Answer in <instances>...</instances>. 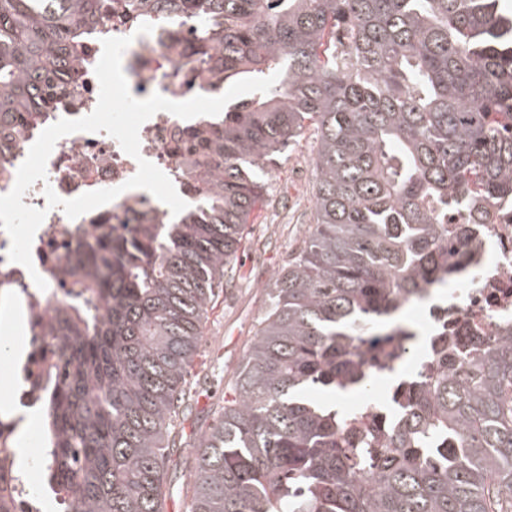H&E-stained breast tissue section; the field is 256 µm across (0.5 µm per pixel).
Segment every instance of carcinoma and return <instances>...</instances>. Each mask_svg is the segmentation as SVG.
<instances>
[{"mask_svg": "<svg viewBox=\"0 0 512 512\" xmlns=\"http://www.w3.org/2000/svg\"><path fill=\"white\" fill-rule=\"evenodd\" d=\"M112 0H0V136L27 142L78 77ZM191 24L220 81L279 73L205 117L179 167L188 207L70 260L46 335L66 357L43 401L45 470L73 512H512V333L405 394L369 476L331 398L362 389L361 345L448 286L464 224L512 211V10L500 0H133ZM315 219L195 452L187 380L232 281L265 167L308 127ZM317 391L328 396H311ZM189 477V470L186 468L170 469L168 474L167 485L170 486L171 499H168V512L180 511V492L186 484Z\"/></svg>", "mask_w": 512, "mask_h": 512, "instance_id": "obj_1", "label": "carcinoma"}]
</instances>
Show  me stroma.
Masks as SVG:
<instances>
[{
    "label": "stroma",
    "mask_w": 512,
    "mask_h": 512,
    "mask_svg": "<svg viewBox=\"0 0 512 512\" xmlns=\"http://www.w3.org/2000/svg\"><path fill=\"white\" fill-rule=\"evenodd\" d=\"M315 145L313 130H306L273 170L265 200L253 213L250 232L238 253L235 278L218 293L204 330V352L191 376L199 391L200 410L183 423L187 450H194L198 432L207 424L204 408L224 394L221 373H232L241 363L265 310L272 280L299 251L312 222Z\"/></svg>",
    "instance_id": "1"
}]
</instances>
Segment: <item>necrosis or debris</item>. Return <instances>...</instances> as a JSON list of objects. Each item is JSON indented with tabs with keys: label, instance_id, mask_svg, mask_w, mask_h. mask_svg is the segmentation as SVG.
I'll return each mask as SVG.
<instances>
[{
	"label": "necrosis or debris",
	"instance_id": "1",
	"mask_svg": "<svg viewBox=\"0 0 512 512\" xmlns=\"http://www.w3.org/2000/svg\"><path fill=\"white\" fill-rule=\"evenodd\" d=\"M143 19L131 10L126 0H114L109 18L102 22L82 47L81 77L74 96L57 111L44 114L41 127L56 121L77 119L90 114L97 105L99 83L94 68L102 54V41L111 37H130L122 56V66L131 94L144 99L158 93L182 102L196 95L215 92L218 80L211 67L199 65L189 52L193 39L190 26L171 21H154L148 34H138ZM191 121L160 111L145 121L139 130L140 155L131 157L106 132H75L60 138L47 162V178L36 181L23 202L47 215L32 243V268L9 261L10 238L0 230V292H23L31 322L42 323L54 300L61 298L68 281L65 263L77 244L78 234L100 235L104 227L98 216L136 220L148 216L153 223H163L169 208L143 189H125L124 184L137 170L138 158L155 164L170 180H177L179 158L187 148ZM121 187L113 201L94 209L92 214L68 218L61 208L47 209L45 188H52L61 198L72 199L99 189ZM467 260L450 256V264L459 273L447 290H431L429 296L410 303V336H381L366 344L355 359L358 372L372 375L387 368L398 384L393 394L368 393L358 404L344 408L350 431L351 464L358 473L367 470L366 448H385L386 422L391 402L402 401L409 384L424 380L439 370L438 350L445 341L469 349L473 340L489 339L512 329V213L503 223L480 224L466 245ZM47 283L39 289L34 276ZM28 360L24 366L16 400L22 406L38 403L45 381L55 379L65 366L61 355L52 352L46 336H30ZM17 420L0 419V447L11 451L0 468V485L13 487L12 512H40L42 492L34 479V469L44 461L42 443L29 448L30 472L17 467L20 454L16 446Z\"/></svg>",
	"mask_w": 512,
	"mask_h": 512
}]
</instances>
